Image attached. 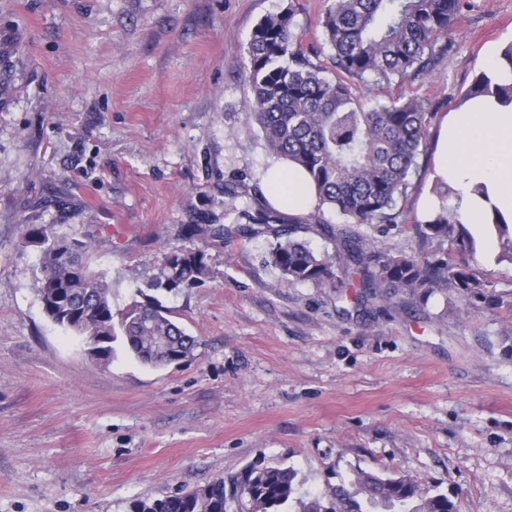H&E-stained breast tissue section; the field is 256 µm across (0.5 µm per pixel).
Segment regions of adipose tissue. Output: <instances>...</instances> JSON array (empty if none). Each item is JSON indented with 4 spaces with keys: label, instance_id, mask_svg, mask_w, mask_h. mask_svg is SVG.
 Segmentation results:
<instances>
[{
    "label": "adipose tissue",
    "instance_id": "ef3b65f1",
    "mask_svg": "<svg viewBox=\"0 0 512 512\" xmlns=\"http://www.w3.org/2000/svg\"><path fill=\"white\" fill-rule=\"evenodd\" d=\"M431 178L459 195L460 222L478 245L492 247L489 224L512 225V103L477 97L442 114ZM263 182L267 200L288 213L306 214L318 203L308 176L295 166L272 165Z\"/></svg>",
    "mask_w": 512,
    "mask_h": 512
}]
</instances>
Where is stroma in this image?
<instances>
[{
    "label": "stroma",
    "instance_id": "stroma-1",
    "mask_svg": "<svg viewBox=\"0 0 512 512\" xmlns=\"http://www.w3.org/2000/svg\"><path fill=\"white\" fill-rule=\"evenodd\" d=\"M290 4L321 52L329 0H0V512H131L258 459L312 490L385 471L512 512V313L452 291L368 300L353 270L286 285L272 229L224 215L225 184L261 186L275 162L240 132L245 49ZM447 39L431 76L358 95L452 111L512 44V0H469ZM418 163L398 222L365 229L382 251H436L414 231ZM201 219L224 227L203 245L212 278L158 295L192 360L156 369L118 342L101 365L44 315L27 225L93 233L118 309Z\"/></svg>",
    "mask_w": 512,
    "mask_h": 512
}]
</instances>
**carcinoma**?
Wrapping results in <instances>:
<instances>
[{
	"label": "carcinoma",
	"mask_w": 512,
	"mask_h": 512,
	"mask_svg": "<svg viewBox=\"0 0 512 512\" xmlns=\"http://www.w3.org/2000/svg\"><path fill=\"white\" fill-rule=\"evenodd\" d=\"M463 5L464 0H332L321 26L334 78L303 51L293 6L256 24L246 48L251 94L243 102L244 128L257 131L273 155L308 172L318 191L316 210L327 207L357 226L391 224L399 216L398 202L407 196L426 146L425 105L412 98L398 107L379 101L369 106L353 86L383 89L431 75L438 57L448 52L441 37ZM483 95L512 102V78L480 72L468 96ZM433 192L441 205L429 220L415 224L418 236L473 251L471 237L456 220V207L449 204L448 188L436 185ZM224 194L240 200L236 217L249 224L283 223L279 210L259 203L241 183L224 185ZM304 223L320 227L334 242V252L319 253L298 238ZM495 228L496 262L512 263V226ZM187 231V244L163 245L156 272L136 289L138 299L116 311L112 281L89 263L94 237L80 241L57 234L51 224L27 225L29 240L41 248L37 288L46 317L81 337L89 350H101L100 361L106 364L118 339L153 368L193 358L197 340L152 296L209 278L199 244L220 230L200 222L187 225ZM265 263L289 286L332 283L337 272L352 269L374 298L395 291L424 300L452 288L461 298L505 306L512 314V300L495 293L484 276L452 253L383 252L358 231L324 225L314 214L291 223ZM302 486L293 467L257 461L189 491L136 501L132 512H459L458 502L407 475L361 469L319 492Z\"/></svg>",
	"instance_id": "carcinoma-1"
}]
</instances>
